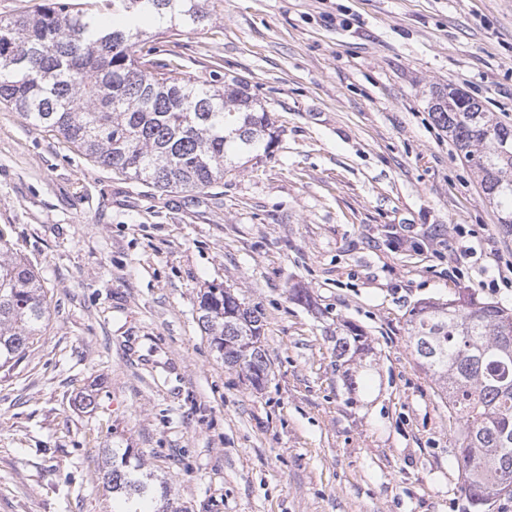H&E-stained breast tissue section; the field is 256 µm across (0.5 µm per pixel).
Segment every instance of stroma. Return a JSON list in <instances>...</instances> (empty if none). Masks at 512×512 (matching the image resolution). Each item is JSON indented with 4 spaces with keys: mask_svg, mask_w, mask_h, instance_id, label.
Instances as JSON below:
<instances>
[{
    "mask_svg": "<svg viewBox=\"0 0 512 512\" xmlns=\"http://www.w3.org/2000/svg\"><path fill=\"white\" fill-rule=\"evenodd\" d=\"M200 7L182 35L148 25L156 58L242 79L278 134L212 188L115 175L0 104V237L48 303L0 369V512H113L106 448L134 449L180 512H462L458 426L406 317L461 293L512 309V234L429 113L450 86L512 124V0ZM213 284L262 315V388L198 323ZM340 319L372 347L353 393Z\"/></svg>",
    "mask_w": 512,
    "mask_h": 512,
    "instance_id": "1",
    "label": "stroma"
}]
</instances>
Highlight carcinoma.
<instances>
[{
    "label": "carcinoma",
    "mask_w": 512,
    "mask_h": 512,
    "mask_svg": "<svg viewBox=\"0 0 512 512\" xmlns=\"http://www.w3.org/2000/svg\"><path fill=\"white\" fill-rule=\"evenodd\" d=\"M169 29L204 21L197 0H40L0 18V103L35 127L57 132L91 161L161 191H199L224 180L239 160L268 152L274 121L246 86L222 88L178 76V65L144 48V25ZM473 97L449 99L431 113L480 181L498 224L512 233V125L487 112H465ZM0 243V368L11 367L43 332V281ZM199 323L224 362L254 385L267 381L261 313L230 289L208 288ZM409 346L420 368L448 399L459 424L457 463L464 512H489L512 496V310L473 296L423 300L408 312ZM336 361L370 351L364 331L348 323L336 335ZM103 486L116 512L173 508L165 483L154 484L132 448H107Z\"/></svg>",
    "instance_id": "1"
}]
</instances>
